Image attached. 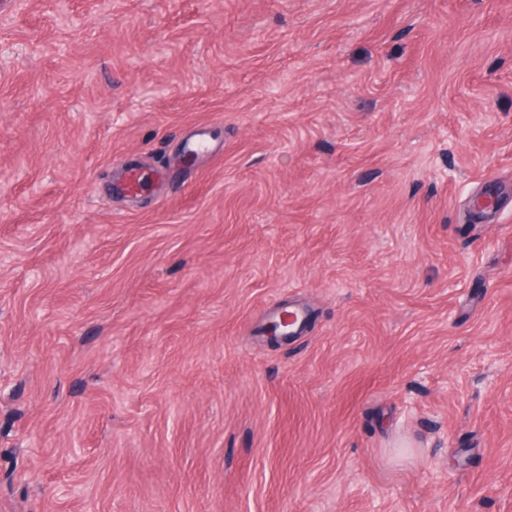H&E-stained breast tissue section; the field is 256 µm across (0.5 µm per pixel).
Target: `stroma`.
Wrapping results in <instances>:
<instances>
[{
  "label": "stroma",
  "instance_id": "stroma-1",
  "mask_svg": "<svg viewBox=\"0 0 512 512\" xmlns=\"http://www.w3.org/2000/svg\"><path fill=\"white\" fill-rule=\"evenodd\" d=\"M0 512H512V0L0 9ZM199 133L185 139L182 145L183 155L200 158L211 151V142L203 126H199ZM151 180H155L145 169L127 165L113 176V189L131 198H138L147 191Z\"/></svg>",
  "mask_w": 512,
  "mask_h": 512
}]
</instances>
